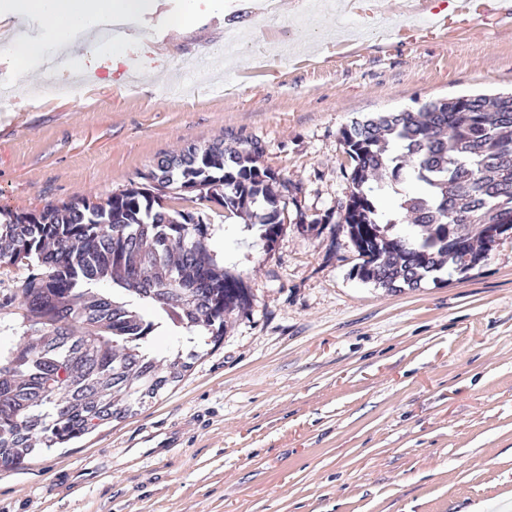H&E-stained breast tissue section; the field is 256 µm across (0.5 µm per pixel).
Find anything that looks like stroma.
<instances>
[{"instance_id": "obj_1", "label": "stroma", "mask_w": 512, "mask_h": 512, "mask_svg": "<svg viewBox=\"0 0 512 512\" xmlns=\"http://www.w3.org/2000/svg\"><path fill=\"white\" fill-rule=\"evenodd\" d=\"M452 0H339L259 17L219 0L183 33V0L128 23L127 69L34 60L16 84L0 52V206L32 210L99 198L163 154L216 137L261 141L288 183V221L259 227L193 200L208 243L251 293L219 345L197 336L178 383L126 419L15 470L0 512H502L512 501V234L465 273L391 292L362 282L337 221L351 191L341 130L376 112L418 111L512 92V0L480 15ZM247 45L224 48V31ZM32 269L0 264V346L29 324L18 292ZM175 429L174 448L147 432Z\"/></svg>"}]
</instances>
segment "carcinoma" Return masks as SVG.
I'll return each mask as SVG.
<instances>
[{"instance_id": "obj_1", "label": "carcinoma", "mask_w": 512, "mask_h": 512, "mask_svg": "<svg viewBox=\"0 0 512 512\" xmlns=\"http://www.w3.org/2000/svg\"><path fill=\"white\" fill-rule=\"evenodd\" d=\"M352 162V189L342 207L366 283L400 290L467 253L482 261L488 247L470 227L493 224L512 210V94L467 95L459 107L443 99L416 112H382L341 131ZM259 141L224 144L219 137L166 153L153 165L165 188L199 185V199H224V209L261 228L271 246L280 234L287 182L260 166ZM384 171L419 191L399 209L417 232L392 233L397 221L379 212L370 178ZM146 182L95 202L75 197L29 211L0 207V244L39 269L19 305L28 334L0 352V468L17 469L35 448H54L90 434L99 423L132 414L191 368L190 355L158 359L148 338L161 315L214 344L226 317L245 310L243 281L221 266L207 243L208 225L191 211L163 204ZM108 283L111 291L99 285Z\"/></svg>"}]
</instances>
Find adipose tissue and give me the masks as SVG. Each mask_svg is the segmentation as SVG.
<instances>
[{"instance_id":"ef3b65f1","label":"adipose tissue","mask_w":512,"mask_h":512,"mask_svg":"<svg viewBox=\"0 0 512 512\" xmlns=\"http://www.w3.org/2000/svg\"><path fill=\"white\" fill-rule=\"evenodd\" d=\"M151 9V0H0V15H34L46 17L52 36L41 45L18 44L13 55L26 60L31 53L55 55L64 51L72 36L96 17L122 14L140 17Z\"/></svg>"}]
</instances>
